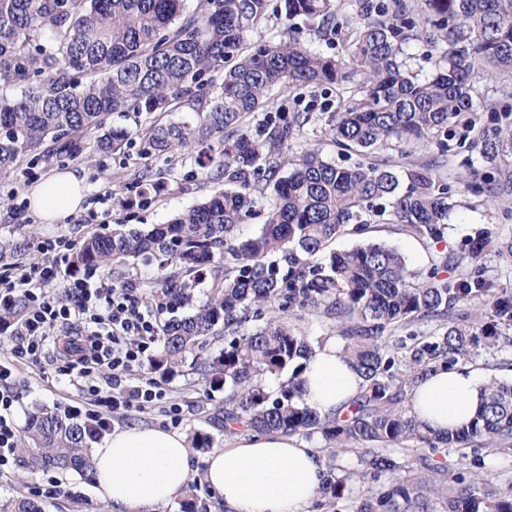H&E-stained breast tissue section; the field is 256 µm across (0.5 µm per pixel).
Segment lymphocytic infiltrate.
Returning a JSON list of instances; mask_svg holds the SVG:
<instances>
[{
    "label": "lymphocytic infiltrate",
    "mask_w": 512,
    "mask_h": 512,
    "mask_svg": "<svg viewBox=\"0 0 512 512\" xmlns=\"http://www.w3.org/2000/svg\"><path fill=\"white\" fill-rule=\"evenodd\" d=\"M37 259L0 289V333L18 341L10 357L0 359V383L16 378L20 368L36 359L51 343L63 340L66 357L59 366L83 399L74 415L82 417L91 439L112 429L115 413L147 408L161 401L153 382L133 377L144 367L145 353L159 334V324L130 293L114 287H92L74 278V294L61 299L56 280L69 263V246L62 240L32 246ZM26 309L17 318L10 311L17 297ZM112 371L111 387L98 380L100 367Z\"/></svg>",
    "instance_id": "lymphocytic-infiltrate-1"
}]
</instances>
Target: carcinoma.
<instances>
[{
	"label": "carcinoma",
	"mask_w": 512,
	"mask_h": 512,
	"mask_svg": "<svg viewBox=\"0 0 512 512\" xmlns=\"http://www.w3.org/2000/svg\"><path fill=\"white\" fill-rule=\"evenodd\" d=\"M186 0H0V176L21 170L28 156L80 151L78 138L97 128L99 153H115L131 136L154 154L200 146L201 165L224 188L149 229H115L91 235L73 256V272L115 265L125 287L137 283L125 268L153 259L155 281L145 295L172 314L163 325L160 354L150 369L173 375L207 339L224 333V348L203 359L209 391H224V406L211 425L282 432L329 445L326 477L315 508L344 512L339 503L352 479L388 483L350 512H512V493L487 479L428 485L406 470L400 454L411 449L448 450L463 460L512 457V381L495 377L486 403L465 427L437 436L419 427L406 400L434 368L452 367L487 353L512 349V291L486 280L477 263L491 247L512 263V240L491 232L443 253L426 275L381 243L326 252L364 217L403 224L439 242L448 225V186L440 183V156L402 187L393 152L435 143L448 151L455 128L475 136L483 162L496 166L512 155V128L490 136L476 132L475 83L512 75V0H424L420 20L407 0H355L343 14L341 0H284L285 17L300 18L319 34L345 43L346 55L324 56L301 39L245 46L248 32L267 21L271 0H201L188 13ZM414 42L430 51L422 60ZM223 81L206 92L209 77ZM334 84L341 93L325 120L329 140L366 157L342 166L304 145L311 119L297 112L274 122L260 141L244 133L246 116L269 104L275 85L295 91ZM184 112L176 122H155L131 132L105 128L113 112ZM236 137L234 154L224 136ZM266 173L251 175V167ZM476 196L512 193V175L469 185ZM272 193L265 224L240 237L237 228ZM324 255V261L314 257ZM452 269L450 279L440 271ZM187 314H177L180 309ZM268 311L263 324L246 329L249 310ZM310 311L329 324L343 352L362 375L363 392L349 413L324 417L304 401L302 375L313 340L291 324ZM290 370L275 392L263 376ZM20 451L34 468L84 474L91 468L81 423L45 408L30 415ZM357 453L354 468L341 455ZM0 512H43L35 500L0 503Z\"/></svg>",
	"instance_id": "carcinoma-1"
}]
</instances>
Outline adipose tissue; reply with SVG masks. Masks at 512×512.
I'll use <instances>...</instances> for the list:
<instances>
[{"label":"adipose tissue","instance_id":"adipose-tissue-1","mask_svg":"<svg viewBox=\"0 0 512 512\" xmlns=\"http://www.w3.org/2000/svg\"><path fill=\"white\" fill-rule=\"evenodd\" d=\"M85 198L76 173L50 176L31 195L48 221L75 213ZM305 401L322 416L345 413L362 378L331 336L314 345L303 374ZM486 377L456 365L439 368L414 387L408 412L439 434L467 423L477 412ZM190 448L183 434L158 428L113 430L91 452L90 476L99 497L116 512H146L169 501L190 478ZM326 470L322 451L281 432H244L207 460L206 480L230 512H302L320 492Z\"/></svg>","mask_w":512,"mask_h":512}]
</instances>
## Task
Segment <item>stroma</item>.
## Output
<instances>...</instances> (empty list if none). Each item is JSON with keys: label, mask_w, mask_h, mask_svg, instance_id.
<instances>
[{"label": "stroma", "mask_w": 512, "mask_h": 512, "mask_svg": "<svg viewBox=\"0 0 512 512\" xmlns=\"http://www.w3.org/2000/svg\"><path fill=\"white\" fill-rule=\"evenodd\" d=\"M510 82L512 76L505 74L478 84L476 122L479 126L490 130L498 128L497 118L505 110V101L497 88ZM270 100L268 110L248 117L245 130L251 138H262L269 113H276L285 120L294 113L309 112L313 120L304 128L303 141L321 145L328 159L344 163V156L339 155L336 147L328 141L322 118L323 113L336 109L335 86L323 85L301 96L280 86L271 91ZM94 140V134H86L78 155L47 161L41 159L18 177H0L1 240L37 242L61 237L78 249L89 235L111 234L120 224L148 228L168 223L176 214L190 209L217 188L216 183L208 181L202 173L198 164L199 148L160 156L146 153L142 141L135 138L124 150L104 155L95 153ZM66 170L76 171L84 177L88 187L86 199L76 213L51 223L28 208L27 202L33 188L41 181ZM138 170L147 171L152 184L150 193H143L140 184L134 181L133 174ZM486 171L478 149L462 143L460 138H453L444 174L452 190L454 208L448 220V235L443 242L436 244L418 237L401 224L377 221L363 233L351 232L337 238L334 249L344 250L368 242L383 243L401 252L412 269L425 271L440 252L458 248L480 230L488 229L499 237L512 239V202L490 201L473 195L468 189L469 184ZM18 203L23 206L19 212L14 209ZM58 363L56 352H46L24 367L11 382L10 389L16 397L12 418L17 432H24L34 408L47 406L65 415L76 406L77 398L67 377L56 373ZM157 381L170 400L178 404L179 424H172L170 417L159 409L149 412L133 409L116 415L112 420L113 427L173 428L188 437L197 431L211 434V448L192 451L190 478L198 483V502L205 512H229L204 479L210 449L223 447L226 440L223 432L212 429L208 423L214 407L224 402L223 392L206 393L200 365L190 359L186 360L180 372L158 376ZM406 461L410 469L426 481L441 479L446 473H460L467 477L475 474L501 485L512 480V458L486 457L483 467L475 471L457 455L441 450L412 452ZM54 476L60 477L63 494L50 492L49 480ZM33 495L42 502L45 512H113L111 505L97 498L91 478L75 473L58 475L51 469H35L28 466L24 457L15 456L9 472L0 475V502Z\"/></svg>", "instance_id": "35a3bbf8"}]
</instances>
